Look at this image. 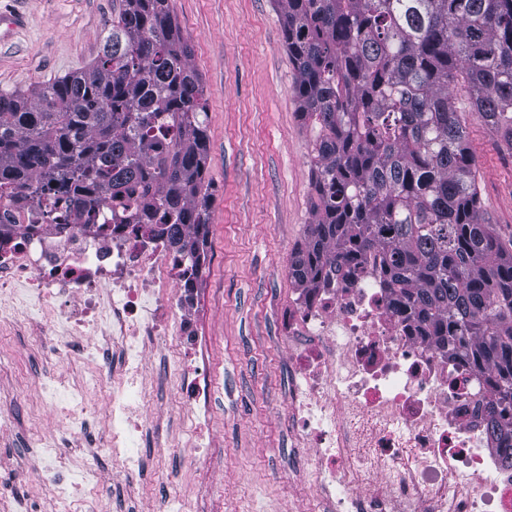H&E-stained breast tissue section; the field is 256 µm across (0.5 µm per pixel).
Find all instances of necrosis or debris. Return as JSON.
<instances>
[{
	"label": "necrosis or debris",
	"mask_w": 512,
	"mask_h": 512,
	"mask_svg": "<svg viewBox=\"0 0 512 512\" xmlns=\"http://www.w3.org/2000/svg\"><path fill=\"white\" fill-rule=\"evenodd\" d=\"M0 221L24 233L0 241V331L29 336L46 357L78 355L84 382L48 375L61 401L55 430L35 436L37 470L56 512H100V481L83 451H110L127 486L151 438L192 453L210 447V386L193 360L192 287L175 248L104 209L93 225L46 222L0 199ZM284 330L293 343L288 394L293 445L306 449L310 512H512V469L485 431L490 396L463 361L396 315L373 265L301 293ZM171 349L180 408L150 414L146 361ZM115 355L118 372L106 371ZM107 391L109 428L95 425L88 383Z\"/></svg>",
	"instance_id": "obj_1"
}]
</instances>
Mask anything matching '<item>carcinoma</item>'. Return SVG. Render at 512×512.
<instances>
[{"instance_id": "carcinoma-1", "label": "carcinoma", "mask_w": 512, "mask_h": 512, "mask_svg": "<svg viewBox=\"0 0 512 512\" xmlns=\"http://www.w3.org/2000/svg\"><path fill=\"white\" fill-rule=\"evenodd\" d=\"M314 139L307 292L374 259L397 312L463 356L512 441V250L480 214L465 113L512 138V0H274ZM169 0H119L87 68L0 93V195L61 224H153L199 277L206 98Z\"/></svg>"}]
</instances>
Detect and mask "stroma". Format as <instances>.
I'll return each mask as SVG.
<instances>
[{
	"label": "stroma",
	"mask_w": 512,
	"mask_h": 512,
	"mask_svg": "<svg viewBox=\"0 0 512 512\" xmlns=\"http://www.w3.org/2000/svg\"><path fill=\"white\" fill-rule=\"evenodd\" d=\"M206 88L209 253L190 313L211 380L216 438L206 459L139 447L135 488L152 512L165 505L171 477L202 467L213 475L208 512H258L269 502L307 512L311 488L297 484L301 462L288 437V346L284 311L296 290L288 258L311 220L313 137L296 113L294 68L273 0H169ZM118 0H0L23 25L0 42V93L29 91L80 71L97 58ZM480 211L512 243V145L468 115ZM0 404L10 403L11 435L0 456L32 455L31 433H50L53 403L37 386L45 371L71 377L77 358L45 362L29 337L0 334Z\"/></svg>",
	"instance_id": "obj_1"
}]
</instances>
